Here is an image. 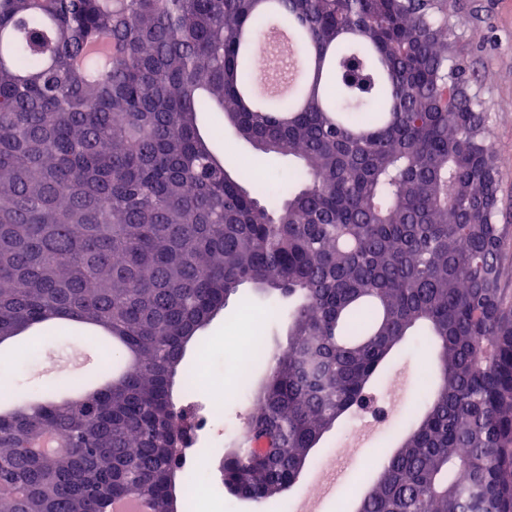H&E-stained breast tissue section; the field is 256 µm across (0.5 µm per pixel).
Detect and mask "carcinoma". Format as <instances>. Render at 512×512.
Returning <instances> with one entry per match:
<instances>
[{"label":"carcinoma","mask_w":512,"mask_h":512,"mask_svg":"<svg viewBox=\"0 0 512 512\" xmlns=\"http://www.w3.org/2000/svg\"><path fill=\"white\" fill-rule=\"evenodd\" d=\"M271 88L254 66L267 34ZM0 343L112 329L80 398L0 411V512H169L184 351L240 287L291 301L224 486L286 491L408 336L439 382L356 512H512V225L448 0H0ZM297 160L282 196L198 113Z\"/></svg>","instance_id":"carcinoma-1"}]
</instances>
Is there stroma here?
Segmentation results:
<instances>
[{
  "label": "stroma",
  "instance_id": "stroma-1",
  "mask_svg": "<svg viewBox=\"0 0 512 512\" xmlns=\"http://www.w3.org/2000/svg\"><path fill=\"white\" fill-rule=\"evenodd\" d=\"M448 11L462 32L456 52L466 63L471 86L479 92L494 131L492 146L499 159L498 221L512 224V0H448ZM200 126L214 131V148L219 156L232 157L262 170L267 186L278 192L291 188L294 161L255 150L225 126L220 113H201ZM266 304V298L249 285L231 296L224 310L199 333L195 347L188 349L187 364H195L199 350L204 349L210 354L213 373L230 375L224 354L237 345L236 317L246 308L263 311ZM73 334L70 323L60 321L54 331L25 332L22 346L1 351L0 368L10 371L15 391L46 385L63 376L91 374L98 364V350L92 342H75ZM434 365V353L428 348L405 345L394 354L384 382L396 385L400 413L414 407L428 389ZM400 413L394 416L390 426L377 429L360 447L349 446L352 423L346 420L314 448L311 460L323 462V470L318 475L303 470L300 481L317 483L314 505L318 512H329L334 493L349 488L358 496L365 492L367 481L374 479L403 434ZM234 442V437L228 435L222 449L201 448L198 476L208 483L211 491L199 500L178 497L177 512H280L283 498L298 496V486L286 490L284 496L260 504L229 495L221 482L220 465L225 449Z\"/></svg>",
  "mask_w": 512,
  "mask_h": 512
}]
</instances>
